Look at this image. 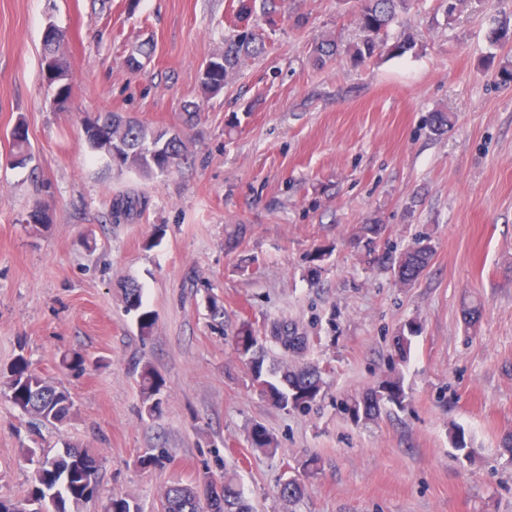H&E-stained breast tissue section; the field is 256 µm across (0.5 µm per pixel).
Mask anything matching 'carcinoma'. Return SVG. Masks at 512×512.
Returning a JSON list of instances; mask_svg holds the SVG:
<instances>
[{"label":"carcinoma","mask_w":512,"mask_h":512,"mask_svg":"<svg viewBox=\"0 0 512 512\" xmlns=\"http://www.w3.org/2000/svg\"><path fill=\"white\" fill-rule=\"evenodd\" d=\"M280 0H228L226 11L235 23L224 34V48L206 61V71L200 76V87L205 96L218 94L224 84L235 76L250 58L262 54L266 48L265 25H273L279 14ZM413 0H355L356 24L359 41L344 49L334 39L324 37L310 48V56L316 66L345 54L356 63L373 57L383 45L388 28L397 11L409 8ZM65 34L55 29L54 34L43 40L41 60H51L57 74L58 96L66 101L71 98L70 61L61 49ZM105 119L112 124H102L99 130L85 135L88 145L105 156H112L118 167L135 168L142 172L164 171L179 166L184 154L180 139L167 137L165 130H153L145 125L109 112ZM12 136L13 154L26 162L33 160L28 132L23 123L16 125ZM383 230L382 225L366 223L353 240L355 247L363 241H371ZM432 258V246L426 238L416 239L396 256L388 258L397 281L403 286L413 284L427 268ZM125 302L129 310L136 312L137 325L142 337L150 336L154 318L151 312L142 309L141 289L132 284L125 288ZM280 347L291 360L278 365H266L267 345ZM308 349V337L286 323L273 324L270 335L259 336L249 324H242L234 336V350L248 370L250 384L259 395L272 406L281 410H307L321 395L323 380L319 367L311 363H298ZM139 387L148 416L162 413L161 398L163 383L153 367L146 363L139 373ZM9 399L27 415L43 418L53 417L54 422L63 423L73 414L74 402L71 393L62 385L48 383L29 369L24 357H18L10 368L8 383ZM406 394L403 381L398 376L390 377L381 384L343 404L350 418L356 422L373 420L386 404L403 407ZM251 447L274 454L273 438L257 426L250 434ZM24 454L35 464L31 489L21 499L0 501V512H18V505L26 502L29 509L45 512H80V508L98 498L97 472L82 467V463L95 458L88 450L66 446L46 457L45 461L34 458L30 448ZM318 459L310 458L300 465V471L289 476L288 483L279 485L278 498L294 503L304 496V479L314 474ZM164 512H252L243 491L231 479L224 480L221 492L206 490L205 495L186 485L167 487L162 502ZM104 512H140L138 506L125 498H109Z\"/></svg>","instance_id":"obj_1"}]
</instances>
